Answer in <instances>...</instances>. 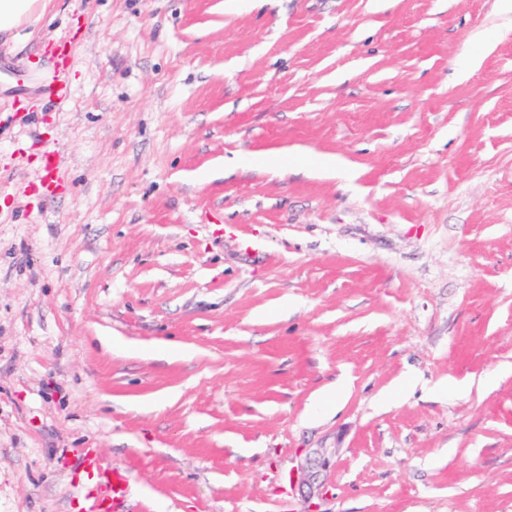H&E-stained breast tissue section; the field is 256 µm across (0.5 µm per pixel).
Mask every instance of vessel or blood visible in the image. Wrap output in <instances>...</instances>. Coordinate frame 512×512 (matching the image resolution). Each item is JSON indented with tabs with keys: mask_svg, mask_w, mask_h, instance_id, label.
<instances>
[{
	"mask_svg": "<svg viewBox=\"0 0 512 512\" xmlns=\"http://www.w3.org/2000/svg\"><path fill=\"white\" fill-rule=\"evenodd\" d=\"M42 88L58 103H66L69 98V88L62 70L57 69L45 75ZM78 465L88 487L80 512H125L130 497L125 469L105 462L90 451L79 455Z\"/></svg>",
	"mask_w": 512,
	"mask_h": 512,
	"instance_id": "1",
	"label": "vessel or blood"
}]
</instances>
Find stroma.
I'll use <instances>...</instances> for the list:
<instances>
[{"instance_id": "obj_1", "label": "stroma", "mask_w": 512, "mask_h": 512, "mask_svg": "<svg viewBox=\"0 0 512 512\" xmlns=\"http://www.w3.org/2000/svg\"><path fill=\"white\" fill-rule=\"evenodd\" d=\"M33 30L0 39V512H70L82 450L131 512H512V12L51 0ZM43 91L52 97L59 104H64L69 98V88L63 76V70L55 69L52 73L47 74L42 79ZM329 454L330 452L327 448H320L313 455L306 458L305 463L301 467V478H296V483L299 482L302 491L305 488L308 494H313L320 487V475L329 465Z\"/></svg>"}]
</instances>
